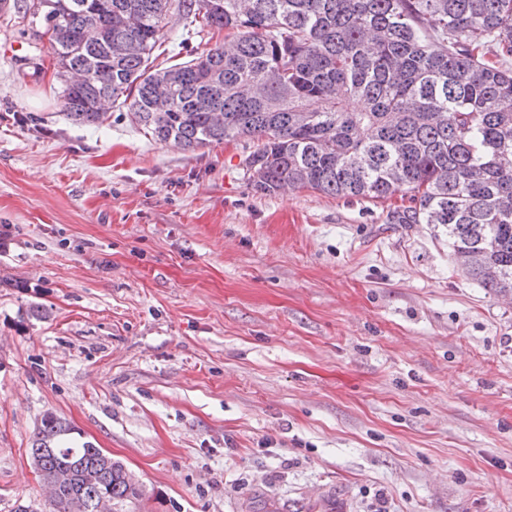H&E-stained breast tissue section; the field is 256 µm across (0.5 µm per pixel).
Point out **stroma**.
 Returning a JSON list of instances; mask_svg holds the SVG:
<instances>
[{
  "label": "stroma",
  "mask_w": 512,
  "mask_h": 512,
  "mask_svg": "<svg viewBox=\"0 0 512 512\" xmlns=\"http://www.w3.org/2000/svg\"><path fill=\"white\" fill-rule=\"evenodd\" d=\"M162 26L164 67L224 40ZM61 86L0 12V512H50L48 412L135 476L128 512H512V298L443 229L256 192L242 140L73 124Z\"/></svg>",
  "instance_id": "stroma-1"
}]
</instances>
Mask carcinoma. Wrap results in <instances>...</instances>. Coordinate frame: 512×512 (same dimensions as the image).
I'll list each match as a JSON object with an SVG mask.
<instances>
[{
  "mask_svg": "<svg viewBox=\"0 0 512 512\" xmlns=\"http://www.w3.org/2000/svg\"><path fill=\"white\" fill-rule=\"evenodd\" d=\"M171 11L225 42L155 67ZM23 14L43 23L73 122L103 123L108 98L160 142H252L258 192L406 199L388 223L441 225L459 270L512 293V0H26ZM80 67L90 81L72 86ZM71 431L44 414L29 454L55 512L142 498Z\"/></svg>",
  "mask_w": 512,
  "mask_h": 512,
  "instance_id": "1",
  "label": "carcinoma"
}]
</instances>
